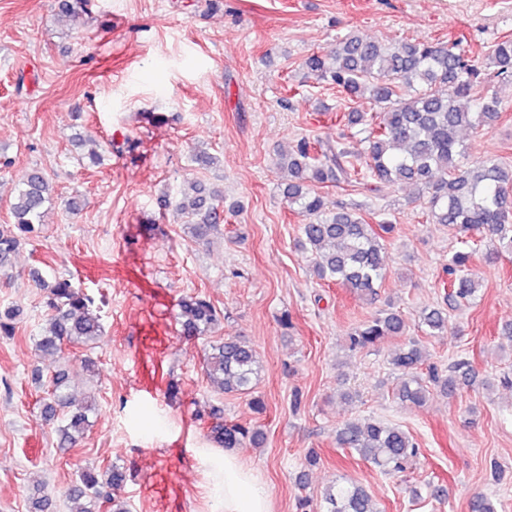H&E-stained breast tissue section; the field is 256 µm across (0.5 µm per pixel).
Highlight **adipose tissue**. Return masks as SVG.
Wrapping results in <instances>:
<instances>
[{
  "instance_id": "obj_1",
  "label": "adipose tissue",
  "mask_w": 512,
  "mask_h": 512,
  "mask_svg": "<svg viewBox=\"0 0 512 512\" xmlns=\"http://www.w3.org/2000/svg\"><path fill=\"white\" fill-rule=\"evenodd\" d=\"M219 492L223 512H270L266 489L232 451H225L220 462Z\"/></svg>"
}]
</instances>
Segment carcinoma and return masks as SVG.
<instances>
[{
  "instance_id": "obj_1",
  "label": "carcinoma",
  "mask_w": 512,
  "mask_h": 512,
  "mask_svg": "<svg viewBox=\"0 0 512 512\" xmlns=\"http://www.w3.org/2000/svg\"><path fill=\"white\" fill-rule=\"evenodd\" d=\"M307 76L336 85L349 99L367 98L380 111L368 118L351 110L345 125L365 144V178L373 190L412 185L427 194L428 218L446 224L460 235L461 247L448 257V302H474L481 290L470 263L481 256L498 263L512 255V166L486 159L463 165L468 147L460 140L464 129L492 128L500 118L501 99L487 94L482 75L491 71L502 82L512 81V36L492 45L485 57L473 56L462 40L400 41L390 46L353 32L336 41L325 53H313L303 62ZM275 166L285 175L284 198L290 208L306 217L297 245L311 254L319 279L342 285L369 302L378 296L385 276L386 239L393 225L370 224L364 218L337 211L321 192L327 183L349 182L360 175L356 156L349 150L297 141L291 151L279 155ZM192 192L181 190L175 208L185 218L187 232L205 240L224 223V197L205 185L192 182ZM54 199L49 176L41 170L27 172L18 183L11 203L13 223L0 224V269L21 245L23 238L38 233ZM43 292L47 319L35 341L44 355L58 356L64 346L88 347L102 335L94 298L68 278L47 281L33 273ZM19 310L0 311V336L15 334ZM179 322L189 338L208 336L220 316L202 295H189L179 303ZM420 325L428 336L448 332V314L440 308L421 311ZM406 325L399 312L388 308L354 327L346 337L350 351L374 347L404 335ZM390 364L398 374L392 397L399 404L423 405L431 392L453 396L462 384H473L476 375L463 362L443 374L428 362L421 343L409 339L396 345ZM210 384L222 393H254L261 364L255 350L236 339L212 341L205 357ZM69 374L55 371L41 416L48 424L60 422L58 448L67 452L84 439L88 415L96 405L73 412ZM208 437L221 448H235L244 440L259 441L260 432L250 426L224 422V411L212 409ZM336 445L358 456L387 475L408 470L419 454V443L401 426L369 417L346 423L336 433ZM126 474L117 466L98 474L84 468L67 491L73 512H128L121 490ZM325 512H379L371 494L355 483L336 482L323 493ZM31 512H56L54 495L43 492L32 502Z\"/></svg>"
}]
</instances>
